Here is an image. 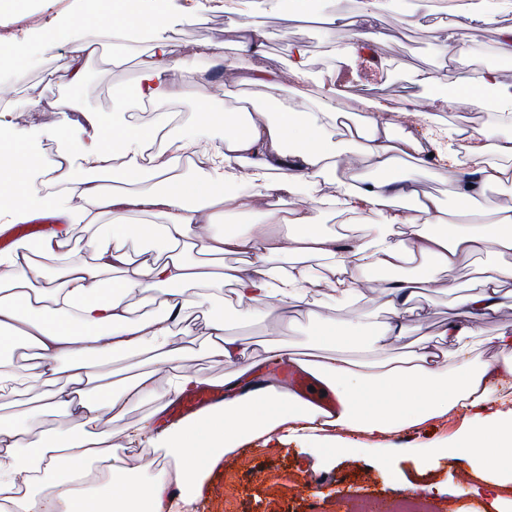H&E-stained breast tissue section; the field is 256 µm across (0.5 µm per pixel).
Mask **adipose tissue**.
<instances>
[{
    "label": "adipose tissue",
    "instance_id": "adipose-tissue-1",
    "mask_svg": "<svg viewBox=\"0 0 512 512\" xmlns=\"http://www.w3.org/2000/svg\"><path fill=\"white\" fill-rule=\"evenodd\" d=\"M378 7L379 0H365L358 19L337 10L325 15L327 25L351 32V44L339 52L344 62L383 39L374 24ZM270 37L247 22L234 58L223 59L215 45L204 50L237 82L288 88L287 96L273 94L245 123L225 113L222 146L209 141L204 127L183 130L167 113L150 126L133 119L140 104L167 96L192 102L198 115L209 113L214 79L204 73L190 87L168 83L174 63L162 40L120 96L117 112L99 125L97 140L80 154L61 151L34 170L27 147L0 134V208L18 222L36 209L59 219L36 245L0 252V398L41 389L39 415L0 414V512H193L209 467L244 445L276 449L300 440L329 457L346 445L339 430L381 444L455 409L469 413L470 421L453 447L471 461L482 464L512 449V402L496 397L490 384L497 374L512 376V327L500 324L503 288L512 280V204L488 223L452 224L414 178L439 164L462 205L488 188L511 187L512 137H497L492 127L475 133L438 127L435 115L409 98L394 109L360 100L345 111L335 84L313 83L303 47L289 46L288 72L261 65ZM413 82L460 106L512 112V81L496 67L460 76L451 87L430 69L416 71ZM406 117L433 127L434 138H416L402 123ZM197 155L208 168L203 179L191 180L180 168ZM77 162L94 179L74 180ZM400 167L410 169V177L395 178ZM115 169L126 183L153 180L163 189L118 193L99 178ZM331 179L332 192L326 189ZM402 199L414 201L424 224L398 208ZM229 212L255 220L230 231L224 225ZM333 212L343 223L362 224L361 233L326 230L322 219ZM152 213L161 223L147 222ZM100 224L108 232L82 243L78 229ZM134 240L149 244V258L131 257L127 245ZM490 251L496 257L481 267L477 291L460 297V315L442 330L447 346L423 339L401 358H379L388 342L408 331L405 314L421 283ZM202 254L241 255L245 264L215 274L199 262ZM419 260L428 263L422 280L398 277ZM374 270L392 274L381 289L387 321L356 332L321 318V301L350 307L362 294L361 273ZM203 282L231 285V302L240 307L255 301L282 310L308 306L314 346L300 360L279 343L249 357L244 340L227 337L223 320L192 296ZM135 298L157 304V311L133 317ZM201 317L209 357L233 366L223 380V407L156 433L144 424L113 442L107 426L131 402L149 401V417L158 421L175 398L208 385L190 367L194 349L186 341ZM477 338L495 350L493 362L470 358ZM19 340L34 351L25 364L13 355ZM352 350L372 357L351 360ZM138 352L151 354L155 368L121 387L102 383V366ZM293 361L335 397L334 409L276 381L275 369ZM494 402L500 410L485 416ZM59 410L75 431L54 426L48 414ZM146 443L165 449L173 468L151 463L145 476L132 475L128 452Z\"/></svg>",
    "mask_w": 512,
    "mask_h": 512
}]
</instances>
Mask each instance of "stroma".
Returning <instances> with one entry per match:
<instances>
[{
    "mask_svg": "<svg viewBox=\"0 0 512 512\" xmlns=\"http://www.w3.org/2000/svg\"><path fill=\"white\" fill-rule=\"evenodd\" d=\"M239 10H229L226 0H139L142 13L161 12L158 24L148 29L133 26L130 38L110 44L109 57L85 62V79L77 86L57 77V70L71 46L95 36L94 29L82 24L89 12L87 0H25L17 12L0 17V52H19L21 65L15 70L0 69V98L18 102L38 100L33 112H0V130L34 152L45 145L55 150L79 151L91 143L97 122L111 115L117 106V93L132 85L139 64L155 39L167 41L181 66L171 72L169 81L191 83L209 67L206 58L191 55L201 44H218L226 56H234L242 23L254 21L271 32L263 63L284 71L289 64L288 46L304 44L309 70L315 82L337 78L340 86L356 98H367L390 106L406 98L429 103L428 91L412 82L419 68L437 71L447 82L462 73L482 68L487 56L502 57L498 26L512 25V12L502 14L498 26L470 31L464 53L457 61L448 59V42L457 20L441 17L438 0H380L376 21L386 39L370 49V62L355 67L340 64L336 50L349 45L348 28L324 29L319 23L295 17L292 0H243ZM56 34L53 50H46L48 34ZM434 103V102H431ZM444 124H465L478 130L493 125V115L477 107L456 108L445 102L434 103ZM489 255L464 262L439 274L432 287L422 289L418 304L423 317L421 333L392 341L384 353L393 358L410 350L419 335L436 336L454 316L458 294L470 291L476 270L489 262ZM384 274H374L370 288L350 308L320 306L323 317L339 321L353 316L369 322L387 320L380 289ZM455 283L457 293L447 290ZM221 317L228 336L246 339L248 352L262 354L266 344L279 342L295 352L308 351L312 344L305 308L294 309L293 329L282 326L280 309L254 305L249 315L232 305L214 311ZM463 424L460 411L416 430H406L388 438L390 451L385 466H376L378 447L360 434L349 435V446L325 460L316 449L295 442L269 452L246 446L237 449L224 465V494L207 501L205 512H391L405 499L417 497L426 512H512V482L495 487L492 482L472 475L468 458L449 455L424 462V449L436 440L455 437Z\"/></svg>",
    "mask_w": 512,
    "mask_h": 512,
    "instance_id": "obj_1",
    "label": "stroma"
}]
</instances>
